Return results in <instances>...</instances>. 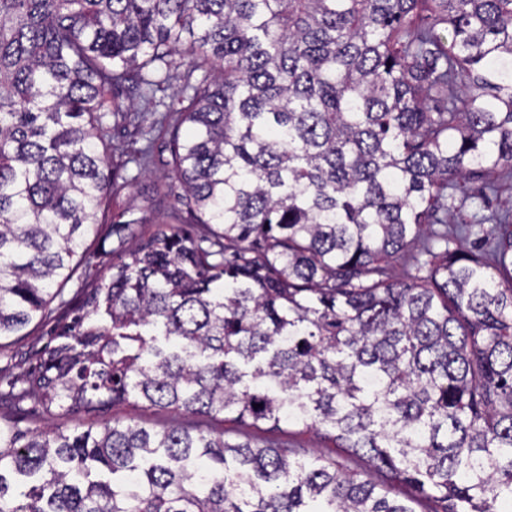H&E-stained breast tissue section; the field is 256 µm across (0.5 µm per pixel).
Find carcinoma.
<instances>
[{
    "mask_svg": "<svg viewBox=\"0 0 512 512\" xmlns=\"http://www.w3.org/2000/svg\"><path fill=\"white\" fill-rule=\"evenodd\" d=\"M181 67L168 156L133 161L205 233L112 215L74 306L112 129ZM511 182L512 0H0V348L63 312L0 404L293 421L389 479L177 422L0 427V512H500L512 208L448 213ZM99 233L98 238L94 240V236L90 235L84 248H89L90 256L92 257V263L97 264L96 269L100 274H105L106 276L110 275L112 271H109V255H106L104 250L101 248V240L105 237V234L108 230V224H97Z\"/></svg>",
    "mask_w": 512,
    "mask_h": 512,
    "instance_id": "carcinoma-1",
    "label": "carcinoma"
}]
</instances>
